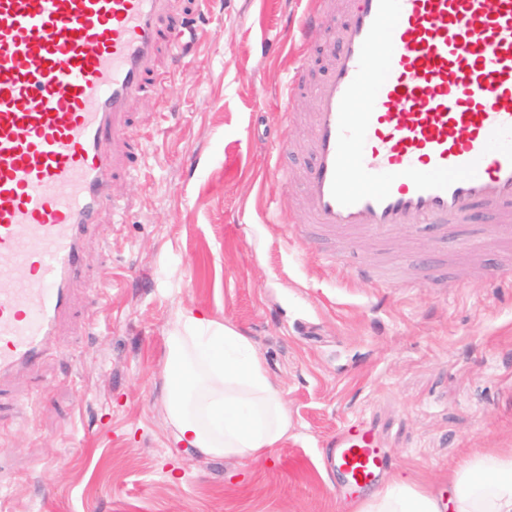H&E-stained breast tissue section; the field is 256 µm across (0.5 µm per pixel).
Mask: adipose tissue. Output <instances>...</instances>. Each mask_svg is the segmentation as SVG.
<instances>
[{
	"instance_id": "ef3b65f1",
	"label": "adipose tissue",
	"mask_w": 512,
	"mask_h": 512,
	"mask_svg": "<svg viewBox=\"0 0 512 512\" xmlns=\"http://www.w3.org/2000/svg\"><path fill=\"white\" fill-rule=\"evenodd\" d=\"M168 419L200 454L258 460L288 436L292 420L249 336L204 314L179 316L166 338ZM352 512H512V451L476 454L447 492L398 476Z\"/></svg>"
}]
</instances>
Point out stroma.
Wrapping results in <instances>:
<instances>
[{
	"instance_id": "obj_1",
	"label": "stroma",
	"mask_w": 512,
	"mask_h": 512,
	"mask_svg": "<svg viewBox=\"0 0 512 512\" xmlns=\"http://www.w3.org/2000/svg\"><path fill=\"white\" fill-rule=\"evenodd\" d=\"M196 26L160 51V96L126 115L144 152L112 181L123 211L85 247L74 313L42 365L0 389V512H346L326 442L364 423L388 461L448 487L478 452L512 448V285L482 210L447 237L309 243L300 175L314 100L286 97L325 39L295 40L305 0H175ZM288 178H281V170ZM400 270L373 288L359 264ZM203 312L249 336L293 426L258 460L200 455L166 408L165 338Z\"/></svg>"
}]
</instances>
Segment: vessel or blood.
Segmentation results:
<instances>
[{
	"label": "vessel or blood",
	"mask_w": 512,
	"mask_h": 512,
	"mask_svg": "<svg viewBox=\"0 0 512 512\" xmlns=\"http://www.w3.org/2000/svg\"><path fill=\"white\" fill-rule=\"evenodd\" d=\"M172 0H0V378L38 366L66 320L82 249L112 207L119 134L140 95L163 89L159 45L183 51ZM326 27L304 169L312 244L440 233L489 209L512 250V0H312ZM365 111H354L359 99ZM332 463L351 486L386 464L362 425Z\"/></svg>",
	"instance_id": "vessel-or-blood-1"
}]
</instances>
